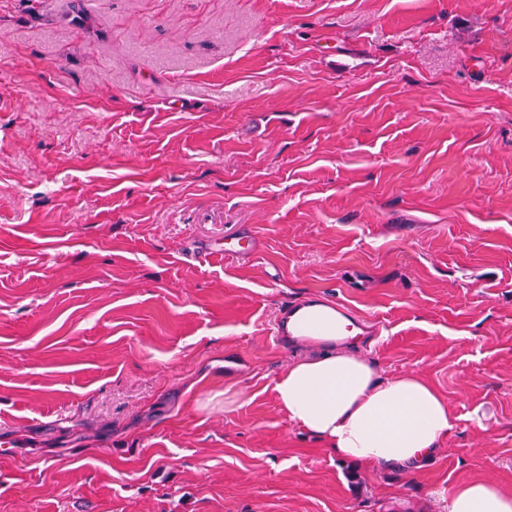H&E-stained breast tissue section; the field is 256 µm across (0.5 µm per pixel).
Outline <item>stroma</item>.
Returning a JSON list of instances; mask_svg holds the SVG:
<instances>
[{"mask_svg": "<svg viewBox=\"0 0 512 512\" xmlns=\"http://www.w3.org/2000/svg\"><path fill=\"white\" fill-rule=\"evenodd\" d=\"M455 424L336 459L284 301ZM0 512H446L512 491V0H0ZM300 305L303 304L285 302L278 309L271 327V335L276 343L283 344L286 341V336H295V333L299 331L303 323L300 325L291 323V315ZM448 512H512V491L491 479L459 483L448 493Z\"/></svg>", "mask_w": 512, "mask_h": 512, "instance_id": "stroma-1", "label": "stroma"}]
</instances>
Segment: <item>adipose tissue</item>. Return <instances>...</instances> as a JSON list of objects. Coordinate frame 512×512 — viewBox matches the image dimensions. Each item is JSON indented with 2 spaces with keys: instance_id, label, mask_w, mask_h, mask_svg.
Masks as SVG:
<instances>
[{
  "instance_id": "1",
  "label": "adipose tissue",
  "mask_w": 512,
  "mask_h": 512,
  "mask_svg": "<svg viewBox=\"0 0 512 512\" xmlns=\"http://www.w3.org/2000/svg\"><path fill=\"white\" fill-rule=\"evenodd\" d=\"M306 340L324 351L293 361L275 392L289 419L340 460L420 469L453 427L447 402L421 376L382 375L358 353L356 329L317 321ZM448 512H512V491L491 479L457 484Z\"/></svg>"
}]
</instances>
